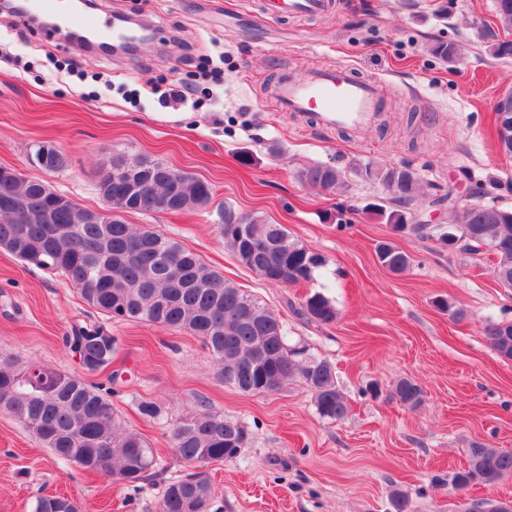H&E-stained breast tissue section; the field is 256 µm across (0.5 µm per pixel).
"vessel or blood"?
<instances>
[{
    "label": "vessel or blood",
    "instance_id": "1",
    "mask_svg": "<svg viewBox=\"0 0 512 512\" xmlns=\"http://www.w3.org/2000/svg\"><path fill=\"white\" fill-rule=\"evenodd\" d=\"M44 8L65 26L100 38L121 39L118 27L98 17L76 10L70 0H42ZM331 7L330 0H263V10L282 18L292 14L321 15ZM278 101L287 112L313 115L324 127L367 125L379 107L374 83L352 77L345 69L317 70L309 76L281 83Z\"/></svg>",
    "mask_w": 512,
    "mask_h": 512
}]
</instances>
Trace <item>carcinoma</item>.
<instances>
[{
	"instance_id": "obj_1",
	"label": "carcinoma",
	"mask_w": 512,
	"mask_h": 512,
	"mask_svg": "<svg viewBox=\"0 0 512 512\" xmlns=\"http://www.w3.org/2000/svg\"><path fill=\"white\" fill-rule=\"evenodd\" d=\"M499 23L512 29V0H494ZM489 53L512 58V41L488 36ZM431 51L451 63L462 56L455 42L434 45ZM31 162L46 171L62 169L65 155L50 144H38ZM143 172L151 179V193L168 198L171 212L206 206L213 187L147 156L112 159L101 171L99 187L112 211L151 212L147 198L129 194L126 173ZM366 181L383 185L396 208L380 214L396 232L427 233V225L407 229L400 207L412 204L422 191L418 174L367 163L356 169ZM301 182L338 192L345 188L341 171L331 165H313L298 171ZM22 201L14 211L0 204V246L27 265L60 273L84 301L109 320L140 321L168 329L189 330L213 355L216 375L226 386L246 394L275 391L298 378L311 392L317 413L329 420L343 419L349 405L336 386V374L324 359L296 360L304 350L288 344L282 320L258 298L224 279L183 244L152 230L136 228L115 216L105 224L89 222L87 209L59 194L43 180H17L0 167V188ZM237 218L228 214L219 232L237 261L262 279L285 285L310 282L326 265L325 257L291 238L282 224H267L246 216L245 239L230 229ZM437 240L451 250L494 255L493 275L512 288V208L494 203L472 204L450 214L448 227L438 229ZM379 263L393 273L405 271L410 254L391 242L376 246ZM298 314L321 325L336 320V307L323 293L307 296ZM499 356L512 360V322H494L485 330ZM64 346L81 354L80 365L97 373L112 364L118 338L100 323L74 325L63 336ZM392 398L409 409L420 406L424 390L413 379H398ZM0 411L7 412L34 433L59 461L135 486L149 478L156 466L151 446L126 429L109 396L83 379L31 363L18 368L0 360ZM177 456L195 468L170 480L163 491L160 512H209L211 487L203 469L223 464L250 443L248 429L238 420L204 410L170 429ZM512 476V452L474 442L468 463L436 481L462 490L473 485H495ZM33 512H80L71 498L50 495L36 500Z\"/></svg>"
}]
</instances>
